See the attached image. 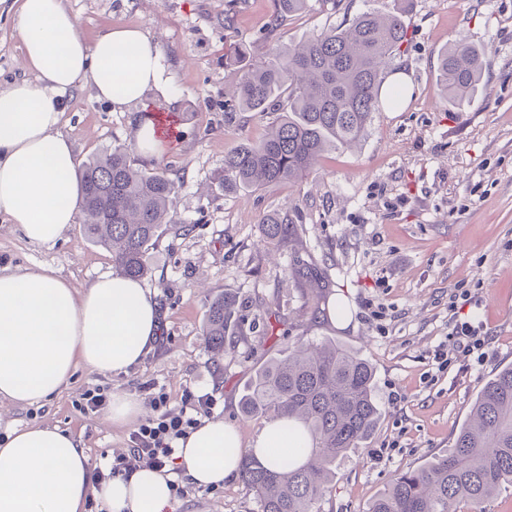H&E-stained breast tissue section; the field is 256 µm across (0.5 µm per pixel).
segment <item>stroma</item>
<instances>
[{"instance_id": "obj_1", "label": "stroma", "mask_w": 512, "mask_h": 512, "mask_svg": "<svg viewBox=\"0 0 512 512\" xmlns=\"http://www.w3.org/2000/svg\"><path fill=\"white\" fill-rule=\"evenodd\" d=\"M81 33L109 24L137 26L153 36L174 89L150 111L177 130L163 154L134 147L136 112H114L90 89L66 97L63 132L79 161L115 145L131 147L139 168L164 169L182 183L171 203L187 231H164L146 255L144 284L156 293L160 339L144 361L112 375L79 366L50 399L26 407L0 404L7 426L51 424L79 437L94 468L129 456L139 420L118 425L104 411L83 412L82 395L100 388L144 400L151 390L178 412L185 392L208 394L213 419L233 424L243 444L264 427L247 418L240 398L255 370L297 341L326 340L358 353L376 370L382 421L371 438L336 466L321 512H367L400 472L446 453L486 379L512 365V0H413L403 20L408 41L391 70L404 71L412 94L379 105L357 144L325 152L302 180L224 194L212 178L234 141L261 139L268 118L235 112L240 77L226 66L231 46L253 60L323 28L346 25L365 10L393 11L398 0H350L347 13L327 4L270 30L272 0H65ZM15 13L0 15V84L24 77ZM463 40L484 57L483 81L464 105L442 96L438 59ZM291 219L282 240L267 243L270 214ZM0 265L50 267L82 288L113 272L109 249L74 224L52 245L26 242L0 217ZM472 303H463L461 292ZM236 299L223 355L205 346L210 302ZM346 307L345 328L331 323ZM482 322L491 337L482 364L444 369L429 355L451 319ZM172 512H256L241 478L219 487L186 482Z\"/></svg>"}]
</instances>
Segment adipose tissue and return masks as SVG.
Masks as SVG:
<instances>
[{
	"mask_svg": "<svg viewBox=\"0 0 512 512\" xmlns=\"http://www.w3.org/2000/svg\"><path fill=\"white\" fill-rule=\"evenodd\" d=\"M18 34L25 78L0 86V215L24 239H62L78 217L76 153L61 127L64 98L91 85L113 111L129 112L149 93L167 95L159 46L136 26L114 25L86 38L64 0H20ZM158 311L142 282L105 275L83 289L55 270L0 267V400L25 407L50 398L76 366L121 374L153 349ZM303 439L266 425L251 445L238 429L204 419L180 440L187 481L217 486L238 475L244 452L268 465ZM110 512H170L168 474L141 468L93 482L81 442L56 425L11 428L0 444V512H84L88 496Z\"/></svg>",
	"mask_w": 512,
	"mask_h": 512,
	"instance_id": "ef3b65f1",
	"label": "adipose tissue"
}]
</instances>
